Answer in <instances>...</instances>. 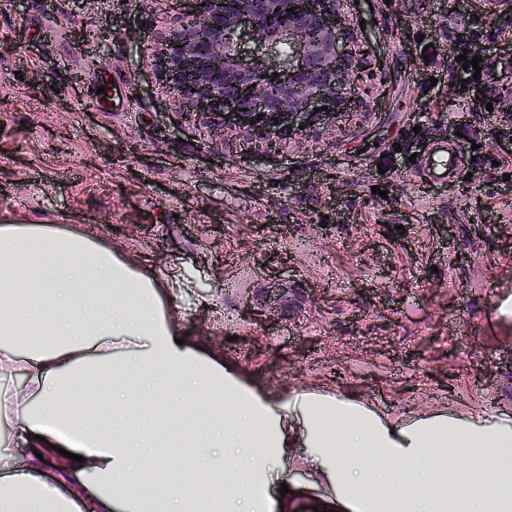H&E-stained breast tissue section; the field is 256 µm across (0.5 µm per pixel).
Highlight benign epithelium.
Here are the masks:
<instances>
[{"label": "benign epithelium", "mask_w": 512, "mask_h": 512, "mask_svg": "<svg viewBox=\"0 0 512 512\" xmlns=\"http://www.w3.org/2000/svg\"><path fill=\"white\" fill-rule=\"evenodd\" d=\"M349 2L189 0L151 57L182 115L274 153L355 97L363 53Z\"/></svg>", "instance_id": "benign-epithelium-1"}]
</instances>
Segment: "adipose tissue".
I'll list each match as a JSON object with an SVG mask.
<instances>
[{"mask_svg":"<svg viewBox=\"0 0 512 512\" xmlns=\"http://www.w3.org/2000/svg\"><path fill=\"white\" fill-rule=\"evenodd\" d=\"M173 299L91 237L0 224V421L35 448H0V512H281L299 439L353 512H512V428L269 392L183 335Z\"/></svg>","mask_w":512,"mask_h":512,"instance_id":"ef3b65f1","label":"adipose tissue"}]
</instances>
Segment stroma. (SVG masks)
I'll return each mask as SVG.
<instances>
[{"label": "stroma", "instance_id": "35a3bbf8", "mask_svg": "<svg viewBox=\"0 0 512 512\" xmlns=\"http://www.w3.org/2000/svg\"><path fill=\"white\" fill-rule=\"evenodd\" d=\"M178 0H0V224L100 238L167 276L182 331L276 393L322 391L391 419L438 413L512 428V24L488 0H358L372 81L279 156L189 124L150 45ZM478 32L481 135L450 113L456 29ZM433 141L462 174L422 171ZM380 194H373V187ZM298 512L326 487L301 466Z\"/></svg>", "mask_w": 512, "mask_h": 512}]
</instances>
